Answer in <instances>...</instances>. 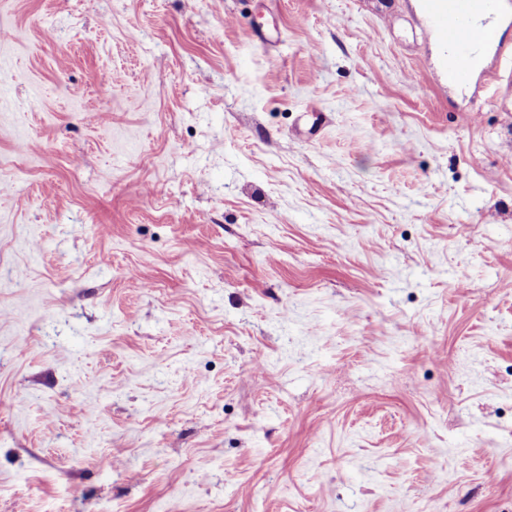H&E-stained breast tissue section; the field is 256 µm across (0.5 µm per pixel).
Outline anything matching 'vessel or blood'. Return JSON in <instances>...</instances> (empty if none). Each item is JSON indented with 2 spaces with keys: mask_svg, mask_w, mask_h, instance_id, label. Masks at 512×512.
Segmentation results:
<instances>
[{
  "mask_svg": "<svg viewBox=\"0 0 512 512\" xmlns=\"http://www.w3.org/2000/svg\"><path fill=\"white\" fill-rule=\"evenodd\" d=\"M424 9L432 32L449 51V82H466L489 46H496L498 56L512 55V48L497 45L493 27L476 22L480 16H496L500 0H424Z\"/></svg>",
  "mask_w": 512,
  "mask_h": 512,
  "instance_id": "1",
  "label": "vessel or blood"
}]
</instances>
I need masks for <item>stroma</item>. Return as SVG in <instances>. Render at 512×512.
I'll return each mask as SVG.
<instances>
[{"mask_svg": "<svg viewBox=\"0 0 512 512\" xmlns=\"http://www.w3.org/2000/svg\"><path fill=\"white\" fill-rule=\"evenodd\" d=\"M421 2L0 0V512H512V64Z\"/></svg>", "mask_w": 512, "mask_h": 512, "instance_id": "stroma-1", "label": "stroma"}]
</instances>
